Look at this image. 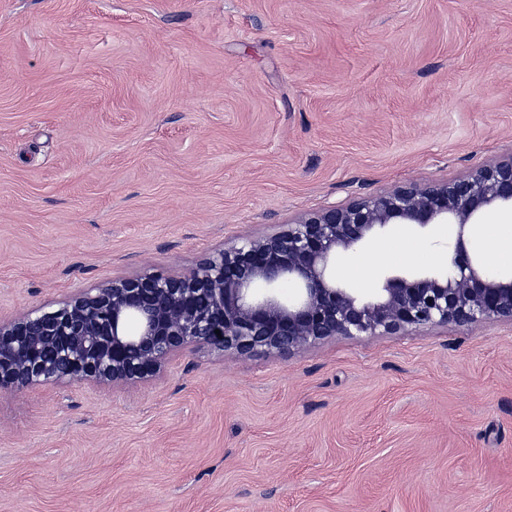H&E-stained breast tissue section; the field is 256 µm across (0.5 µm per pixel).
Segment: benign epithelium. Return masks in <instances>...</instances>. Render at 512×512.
I'll return each mask as SVG.
<instances>
[{
    "label": "benign epithelium",
    "mask_w": 512,
    "mask_h": 512,
    "mask_svg": "<svg viewBox=\"0 0 512 512\" xmlns=\"http://www.w3.org/2000/svg\"><path fill=\"white\" fill-rule=\"evenodd\" d=\"M501 206L512 207V156L305 213L272 235L242 238L187 274L146 270L53 308L34 306L0 322V392L63 381L133 383L195 344L246 357L336 336L512 321V275L481 266L465 242V232ZM390 224L456 225L447 267L390 275L370 298L336 283L342 253ZM283 284L296 289L286 301L276 294Z\"/></svg>",
    "instance_id": "7a95c632"
}]
</instances>
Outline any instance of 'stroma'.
Returning a JSON list of instances; mask_svg holds the SVG:
<instances>
[{
	"instance_id": "stroma-1",
	"label": "stroma",
	"mask_w": 512,
	"mask_h": 512,
	"mask_svg": "<svg viewBox=\"0 0 512 512\" xmlns=\"http://www.w3.org/2000/svg\"><path fill=\"white\" fill-rule=\"evenodd\" d=\"M511 155L512 0H0V319ZM0 512H512V321L0 394Z\"/></svg>"
}]
</instances>
